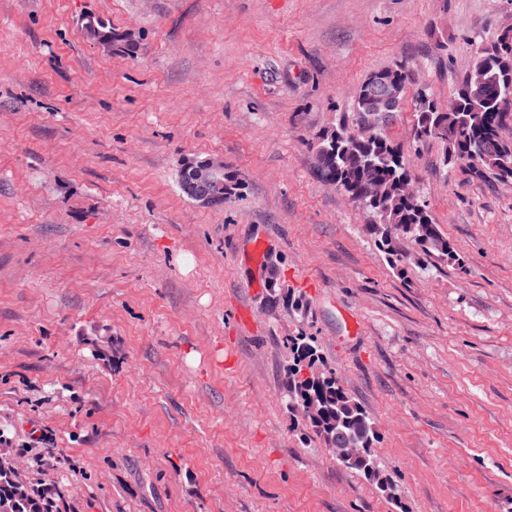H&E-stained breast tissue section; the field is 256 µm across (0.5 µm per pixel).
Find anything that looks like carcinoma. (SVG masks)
Returning a JSON list of instances; mask_svg holds the SVG:
<instances>
[{"mask_svg":"<svg viewBox=\"0 0 512 512\" xmlns=\"http://www.w3.org/2000/svg\"><path fill=\"white\" fill-rule=\"evenodd\" d=\"M83 30L94 42L110 48L119 46L124 53H136L137 43L127 33H119L104 20L88 16ZM486 71V81L478 88L463 80L454 93L458 107L441 112L424 91L415 98L417 123L414 137L423 142L439 139L444 144L443 165L453 168L467 165L498 180H512V142L504 141L499 131L512 120V30L504 31L495 41L481 46L474 57ZM384 79L393 93L389 107L370 111L369 92L373 80ZM408 74L398 65L371 74L357 89L353 112L356 122L371 127L369 133H356L345 121L324 131L316 146L317 177L342 189L351 200L370 210L375 218L373 234L379 245L394 256L398 254L395 234L412 237L426 255L438 254L452 262L457 254L448 239L433 221L427 205L419 198L408 197L403 182L408 176L400 147L387 134L404 99ZM381 182L386 192L379 200L367 195V186ZM292 358L288 364L291 407L306 411L315 402L321 412L311 418L312 432L328 442L333 439L342 447L365 449V460L354 470L362 473L375 488L385 494L390 489L377 467L372 448L378 441L374 421L362 406L341 387L335 372L322 366L311 378L302 376L320 362L315 346L304 336L289 342ZM12 476L0 471V505L10 512H42L35 496L17 498L13 493Z\"/></svg>","mask_w":512,"mask_h":512,"instance_id":"cac0c4a2","label":"carcinoma"}]
</instances>
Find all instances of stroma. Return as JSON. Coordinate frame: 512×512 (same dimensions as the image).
Listing matches in <instances>:
<instances>
[{
  "instance_id": "35a3bbf8",
  "label": "stroma",
  "mask_w": 512,
  "mask_h": 512,
  "mask_svg": "<svg viewBox=\"0 0 512 512\" xmlns=\"http://www.w3.org/2000/svg\"><path fill=\"white\" fill-rule=\"evenodd\" d=\"M510 28L512 0H0V447L29 485L61 512H512V183L444 168L413 107ZM396 65L388 134L459 266L387 255L315 175ZM189 157L234 172L223 207L181 193ZM295 336L393 496L292 410ZM83 30L88 38L102 46L107 48L119 46L128 55L136 53L137 43L134 39L128 33H118L101 18L86 17L83 22Z\"/></svg>"
}]
</instances>
